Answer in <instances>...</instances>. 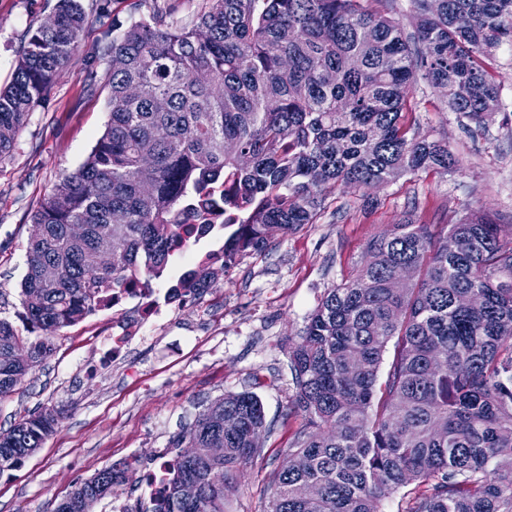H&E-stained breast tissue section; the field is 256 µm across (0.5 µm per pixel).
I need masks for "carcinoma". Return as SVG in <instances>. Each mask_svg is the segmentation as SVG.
Here are the masks:
<instances>
[{"label":"carcinoma","instance_id":"1","mask_svg":"<svg viewBox=\"0 0 512 512\" xmlns=\"http://www.w3.org/2000/svg\"><path fill=\"white\" fill-rule=\"evenodd\" d=\"M412 5L410 35L364 0H209L192 26L166 23L161 8L129 25L112 20L109 120L33 215L42 234L28 242L20 295L29 332L43 337L29 343L0 319V397L49 356L50 334L111 308L127 288L152 289L191 233L198 242L228 231L169 287L171 299L264 250L273 229L315 223L332 188L455 166L447 143L410 133L408 90L421 77L481 126L498 97L486 58L512 41V0ZM53 15L0 89V155L79 49L83 0H57ZM201 71L210 82L196 80ZM144 157L155 165L147 197L137 180ZM46 262L58 267L53 282L41 277ZM401 264L415 277L397 288ZM467 293L482 303L456 306ZM18 344L29 361L12 357ZM288 368L305 424L274 471L268 512H381L398 493L399 512H512V238L500 225L471 215L445 230L408 222L372 238L353 278L320 298ZM226 417L238 421L232 433ZM59 420L32 412L0 430V474L41 448ZM258 430L270 426L254 393L212 402L172 440L163 503L143 512H224L237 477L262 456L251 444ZM216 439L222 459L203 452ZM188 445L202 449L192 461L180 454ZM133 465L76 482L51 512L112 496ZM217 473L221 484L210 482ZM187 479L202 485L193 502L179 493ZM299 484L318 486L317 498L295 496Z\"/></svg>","mask_w":512,"mask_h":512}]
</instances>
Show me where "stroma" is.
Returning <instances> with one entry per match:
<instances>
[{
  "label": "stroma",
  "mask_w": 512,
  "mask_h": 512,
  "mask_svg": "<svg viewBox=\"0 0 512 512\" xmlns=\"http://www.w3.org/2000/svg\"><path fill=\"white\" fill-rule=\"evenodd\" d=\"M57 0H0V87L10 83L30 31ZM89 16L75 63L46 100L30 112L14 149L0 157V319L24 330L20 281L32 217L61 176L85 162L108 121L105 94L91 84L108 58L105 33L113 18L134 22L163 7L171 22L190 25L206 0H104ZM489 72L498 91L495 112L478 127L452 112L425 81L409 91L414 130L447 142L458 164L428 169L372 188L327 192L316 223L273 233L267 248L245 255L187 304L164 296L185 268L223 243L215 231L178 255L164 280L156 327L113 357L110 339L120 321L104 310L51 336V354L17 389L0 398V429L34 410L61 419L43 447L0 474V512H50L74 483L113 463L135 461L124 483L95 512H116L127 500L149 503L144 483L172 438L210 403L250 391L273 430L263 456L247 467L225 512H267L271 473L287 457L303 419L291 413L294 394L288 350L327 288L351 279L369 240L405 219L441 228L470 213L488 214L512 235V43L493 52Z\"/></svg>",
  "instance_id": "obj_1"
}]
</instances>
